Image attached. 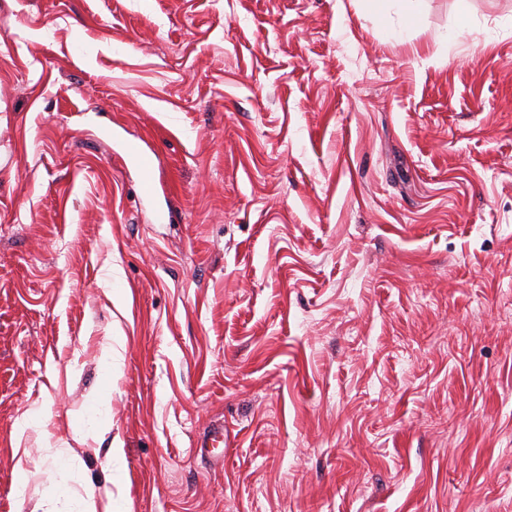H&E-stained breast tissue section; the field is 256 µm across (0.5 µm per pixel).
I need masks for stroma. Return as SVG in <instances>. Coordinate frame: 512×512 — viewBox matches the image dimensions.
I'll list each match as a JSON object with an SVG mask.
<instances>
[{"label":"stroma","instance_id":"35a3bbf8","mask_svg":"<svg viewBox=\"0 0 512 512\" xmlns=\"http://www.w3.org/2000/svg\"><path fill=\"white\" fill-rule=\"evenodd\" d=\"M88 482L512 512V0H0V512ZM201 456L212 458L215 462L224 461V425L216 424L209 428L198 443Z\"/></svg>","mask_w":512,"mask_h":512}]
</instances>
